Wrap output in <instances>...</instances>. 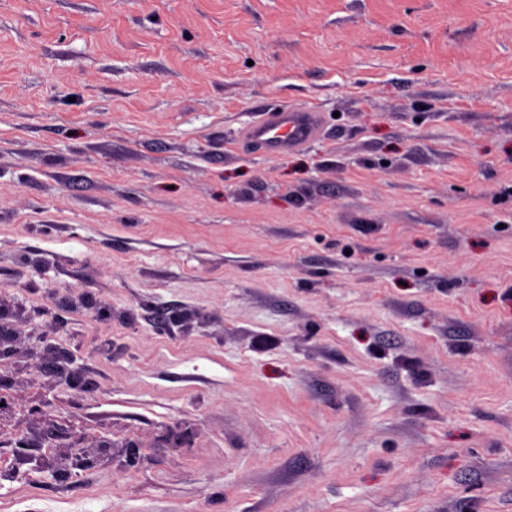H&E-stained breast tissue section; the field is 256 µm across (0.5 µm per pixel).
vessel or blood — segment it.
<instances>
[{
    "label": "vessel or blood",
    "instance_id": "b4317fda",
    "mask_svg": "<svg viewBox=\"0 0 512 512\" xmlns=\"http://www.w3.org/2000/svg\"><path fill=\"white\" fill-rule=\"evenodd\" d=\"M323 115L309 107L284 106L259 113L240 140L259 153L285 157L315 139L323 130Z\"/></svg>",
    "mask_w": 512,
    "mask_h": 512
}]
</instances>
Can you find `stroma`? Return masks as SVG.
Wrapping results in <instances>:
<instances>
[{"mask_svg": "<svg viewBox=\"0 0 512 512\" xmlns=\"http://www.w3.org/2000/svg\"><path fill=\"white\" fill-rule=\"evenodd\" d=\"M0 307L10 512H512V0H0ZM323 123L322 113L312 108L284 106L260 112L239 139L264 155L286 157L317 139Z\"/></svg>", "mask_w": 512, "mask_h": 512, "instance_id": "obj_1", "label": "stroma"}]
</instances>
